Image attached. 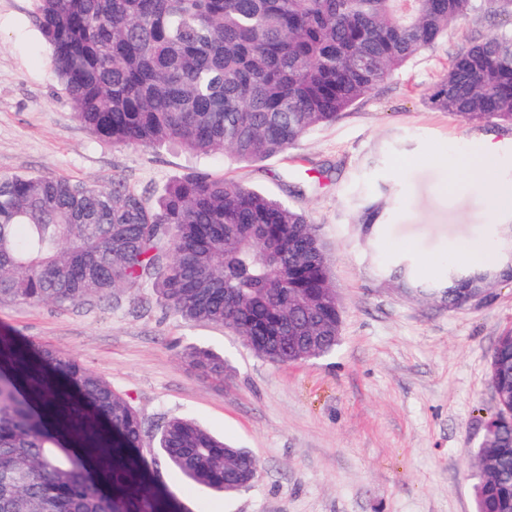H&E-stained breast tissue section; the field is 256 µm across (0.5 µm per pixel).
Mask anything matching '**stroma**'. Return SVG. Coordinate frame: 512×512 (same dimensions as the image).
Returning <instances> with one entry per match:
<instances>
[{"label":"stroma","instance_id":"stroma-1","mask_svg":"<svg viewBox=\"0 0 512 512\" xmlns=\"http://www.w3.org/2000/svg\"><path fill=\"white\" fill-rule=\"evenodd\" d=\"M34 9L35 0H0V174L100 185L121 177L153 199L204 169L281 199L306 214L329 250L341 337L328 355L275 365L229 327L166 312L146 286L91 307L2 303L0 327L70 353L127 398L145 424L141 451L180 512H475L470 455L496 408L490 354L512 328V283L448 311L390 287L386 270L406 260L432 284L459 242L512 247V211L493 202L496 186L512 184V126L464 123L427 95L452 56L512 19L469 14L335 122L286 153L238 162L95 138L61 89ZM490 146L497 168L487 187L423 161ZM370 203L383 214L368 237L361 215ZM192 346L224 356L223 383L185 363ZM172 416L248 450L260 463L257 481L228 497L187 484L157 447L156 426Z\"/></svg>","mask_w":512,"mask_h":512}]
</instances>
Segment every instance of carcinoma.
I'll return each mask as SVG.
<instances>
[{
  "instance_id": "obj_1",
  "label": "carcinoma",
  "mask_w": 512,
  "mask_h": 512,
  "mask_svg": "<svg viewBox=\"0 0 512 512\" xmlns=\"http://www.w3.org/2000/svg\"><path fill=\"white\" fill-rule=\"evenodd\" d=\"M478 0H37L33 22L75 117L114 146L173 143L254 161L332 123L433 47ZM464 122L512 126V28L472 41L428 94ZM482 271L453 266L439 288L388 280L448 310ZM152 285L187 322L229 326L274 363L331 353L341 312L327 248L307 216L208 172L153 203L123 179L0 175V303L69 307ZM309 336V341L297 337ZM201 375L224 357L191 347ZM498 414H512V330L490 357ZM143 423L72 355L0 328V512H177L140 452ZM159 448L190 483L226 495L258 461L195 422L168 419ZM476 512H512V423L472 452Z\"/></svg>"
}]
</instances>
